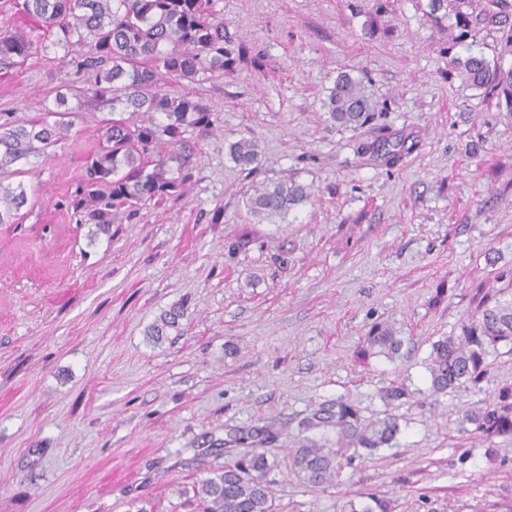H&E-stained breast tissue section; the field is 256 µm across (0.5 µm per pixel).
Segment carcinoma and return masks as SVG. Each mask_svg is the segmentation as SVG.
<instances>
[{
    "mask_svg": "<svg viewBox=\"0 0 512 512\" xmlns=\"http://www.w3.org/2000/svg\"><path fill=\"white\" fill-rule=\"evenodd\" d=\"M211 0H25L26 11L50 28L53 44L63 50L62 68L90 78L87 93L108 102L112 112H160L164 122L137 123L128 118L106 120L99 127L102 146L87 160L82 182L69 206L81 224L107 230L124 211L133 216L139 207L181 194L191 178L185 134L208 130L212 111L203 101L176 85L208 72H222L230 51L224 47V21L209 13ZM434 12L444 11L449 27L465 33L493 29L506 33L512 43V0H431ZM31 41L9 31L0 32V64L26 55ZM464 85L504 102L512 115V68L490 65L468 55L453 60ZM56 120L28 127L11 118L0 121V170L59 141L73 125L76 112L68 98L56 94ZM328 113L346 127L364 124L370 98L361 81L348 74L337 77L327 102ZM232 159L243 167L259 162L253 140L229 146ZM313 200V192L296 180L278 179L256 187L246 199L258 221L275 223L290 210ZM20 209L27 203L23 186L18 191L0 186V204ZM501 287L476 289L475 310L460 332L432 345L429 390L433 395L459 388H478L488 376V357L502 344H512V268L495 273ZM181 309L173 307L152 324L147 335L160 338L179 326ZM403 340L386 324H375L363 337L356 358L394 359ZM408 396L405 387L390 385L380 391L388 410L365 417L344 398L327 401L304 417L298 433L288 442L290 465L308 486L325 488L339 481L344 467L362 451L393 448L400 433L399 417L389 411ZM461 431L478 435L487 444L485 457L494 465L493 445L498 437L512 436V384L498 386L488 400L463 410ZM279 468L276 457L256 449L249 456L228 462L195 485L202 512H274L270 479ZM341 512H394L392 500L373 492H358L344 501Z\"/></svg>",
    "mask_w": 512,
    "mask_h": 512,
    "instance_id": "1",
    "label": "carcinoma"
}]
</instances>
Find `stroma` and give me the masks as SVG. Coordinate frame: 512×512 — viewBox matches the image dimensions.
<instances>
[{"mask_svg":"<svg viewBox=\"0 0 512 512\" xmlns=\"http://www.w3.org/2000/svg\"><path fill=\"white\" fill-rule=\"evenodd\" d=\"M429 4L213 0L232 61L191 85L214 118L189 137L192 178L100 233L68 196L112 111L79 99L86 75L58 67L24 0H0V27L35 46L0 67V113L42 121L60 92L83 112L0 174L28 194L0 224V512H197V481L252 450L238 430L281 462L275 512H340L360 491L396 512L512 504V437L496 439L491 470L481 439L459 431L462 409L512 383V347L490 356L480 393L431 395L428 373L474 288L512 267V118L450 74L471 52L512 67V44L494 30L457 39ZM343 73L372 96L365 126L325 112ZM241 138L260 147L254 169L228 152ZM284 177L313 202L257 223L246 195ZM175 305L180 331L154 343L149 326ZM375 322L396 328L401 354L358 363ZM393 381L409 393L398 447L356 459L334 486L304 484L288 464L299 422L339 397L381 412Z\"/></svg>","mask_w":512,"mask_h":512,"instance_id":"stroma-1","label":"stroma"}]
</instances>
